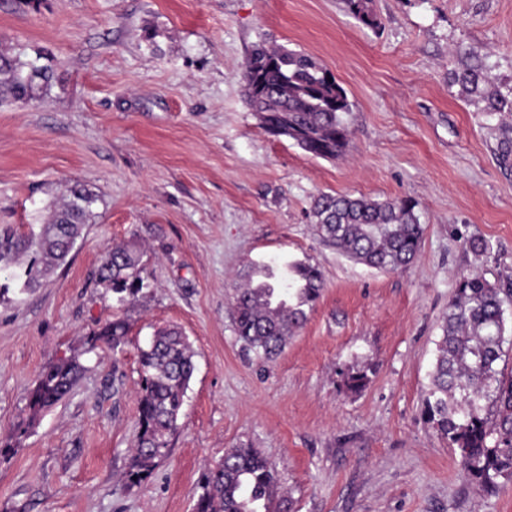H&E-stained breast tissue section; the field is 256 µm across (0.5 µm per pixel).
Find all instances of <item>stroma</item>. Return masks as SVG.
<instances>
[{"mask_svg": "<svg viewBox=\"0 0 512 512\" xmlns=\"http://www.w3.org/2000/svg\"><path fill=\"white\" fill-rule=\"evenodd\" d=\"M0 0V51L52 66L45 102H0V228L27 231L79 184L100 202L68 261L22 291L0 271V512H193L225 449L257 448L290 512H512V483L477 491L423 408L461 276L512 286V0ZM313 56L352 104L342 157L264 131L241 73L255 44ZM481 65L478 92L449 75ZM321 193L409 199L417 259L380 271L318 238ZM485 239L478 255L467 241ZM137 242L149 284L117 302L97 271ZM306 261L324 292L273 361L244 349L231 295L252 262ZM127 319L122 351L86 353ZM177 326L196 369L167 455L125 478L137 442L139 352ZM84 366L27 433V397L57 359ZM368 376L359 392L347 375ZM347 11L369 28H378L379 22L372 8V0H342ZM128 330L129 324L123 318H116L106 322L87 338L86 353L94 351L99 344L111 347L112 351L120 350L125 344Z\"/></svg>", "mask_w": 512, "mask_h": 512, "instance_id": "obj_1", "label": "stroma"}]
</instances>
